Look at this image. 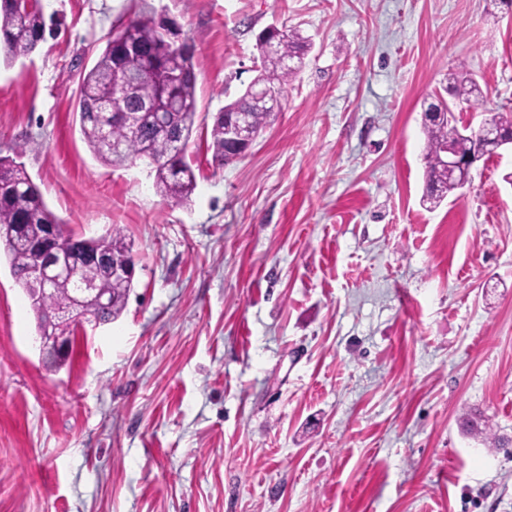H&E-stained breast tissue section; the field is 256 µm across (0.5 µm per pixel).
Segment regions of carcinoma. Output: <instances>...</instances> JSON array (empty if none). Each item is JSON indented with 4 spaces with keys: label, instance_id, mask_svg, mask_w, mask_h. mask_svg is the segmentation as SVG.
Masks as SVG:
<instances>
[{
    "label": "carcinoma",
    "instance_id": "1",
    "mask_svg": "<svg viewBox=\"0 0 512 512\" xmlns=\"http://www.w3.org/2000/svg\"><path fill=\"white\" fill-rule=\"evenodd\" d=\"M160 23L154 12L142 8L130 18L126 42L121 47L107 40L106 46L95 65L82 76L78 86L76 111L79 112L80 132L95 155L104 164L116 165L146 159L154 171L157 194L166 200L183 202L194 192L197 182L191 164L186 160V147L191 138L196 114V74L192 48L159 46ZM46 20L39 3L26 12H18L12 0H0V53L4 60L14 62L27 57L43 40ZM310 49V43L298 32L287 29L279 37L274 53L260 52V80L277 88L279 96L287 92L289 79L297 66L302 64ZM126 59L129 69L139 74L136 97L117 102L114 66ZM452 95L460 103H468L481 96L479 85L467 77L464 70L451 74ZM168 95L177 102L170 127L165 131L155 128L151 113H140L138 129L130 130L120 121L101 117L99 112L89 111V106L114 105L119 109L134 111L150 100ZM237 106L245 113L249 125L262 131L274 116L271 108L244 93L225 105ZM426 146L424 154L426 203L434 208L457 185L442 178L440 148L450 144L463 155L477 152V140L472 134H462L459 128L444 120L424 123ZM212 164L222 168L228 157L225 153L224 118L216 115L211 128ZM33 180L24 166L15 159L0 156V230L7 232L17 224L24 225L16 232L14 241L4 239L5 256L13 275H18L29 264V251L25 241L43 232V226H60L59 218L48 208L41 191H31ZM101 248L115 257L134 260L130 247L120 234L96 239ZM78 277L95 282L96 287L108 294V304L94 309L99 322L116 319L125 309L133 281L114 277L98 264H83ZM73 282L63 279L55 285V292L34 303L38 321H44L45 313L66 311L72 307Z\"/></svg>",
    "mask_w": 512,
    "mask_h": 512
}]
</instances>
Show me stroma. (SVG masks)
I'll return each instance as SVG.
<instances>
[{"label":"stroma","instance_id":"obj_1","mask_svg":"<svg viewBox=\"0 0 512 512\" xmlns=\"http://www.w3.org/2000/svg\"><path fill=\"white\" fill-rule=\"evenodd\" d=\"M56 26L0 63V155L135 260L122 314L44 364L0 261V512H512V148L436 208L422 113L464 69L512 109L498 0H148L194 48L189 201L97 161L81 73L137 0H41ZM311 49L282 110L214 168L213 118L257 36ZM481 412L504 448L467 432Z\"/></svg>","mask_w":512,"mask_h":512}]
</instances>
